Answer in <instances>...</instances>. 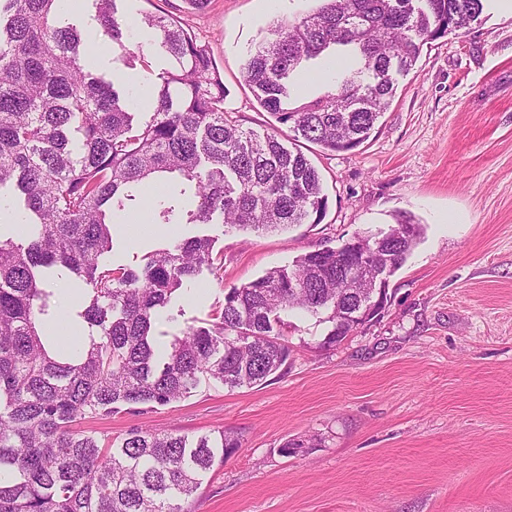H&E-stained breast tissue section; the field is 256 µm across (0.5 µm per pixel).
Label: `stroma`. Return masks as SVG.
Returning <instances> with one entry per match:
<instances>
[{"label": "stroma", "mask_w": 512, "mask_h": 512, "mask_svg": "<svg viewBox=\"0 0 512 512\" xmlns=\"http://www.w3.org/2000/svg\"><path fill=\"white\" fill-rule=\"evenodd\" d=\"M478 21L424 45L416 66L395 73L396 94L369 140L340 153L295 139L242 80L273 17L312 0H212L192 13L184 0H116L138 41L140 20L167 13L206 41L224 77V110L243 126L274 130L319 170L328 199L317 224L255 232L221 224L133 223L113 227V265L139 269L176 240L207 235L224 279L184 284L156 323L162 348L202 325L227 289L309 251L387 231L397 212L423 227L389 278L378 322L330 349L305 312L286 316L291 355L265 381L229 389L201 384L158 410L86 419V430L200 434L221 429L241 446L202 484L191 512H512V14L483 0ZM92 69L132 90L169 68L101 40ZM340 73L323 59L297 74L288 105L332 88ZM288 440L296 453L280 454Z\"/></svg>", "instance_id": "stroma-1"}]
</instances>
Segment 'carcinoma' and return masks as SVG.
<instances>
[{
    "mask_svg": "<svg viewBox=\"0 0 512 512\" xmlns=\"http://www.w3.org/2000/svg\"><path fill=\"white\" fill-rule=\"evenodd\" d=\"M114 44L130 39L115 0H95ZM282 19L244 71L254 97L295 137L336 153L367 141L396 88L392 71L416 65L424 44L467 28L483 0H315ZM76 0H0V203L20 193L25 239L0 238V512H190L187 504L240 447L222 430L185 435L131 429L112 438L81 420L185 400L202 381L252 385L288 363L280 314H326L320 341L336 346L359 324L378 274L392 275L422 232L414 216L375 237L307 252L288 268L230 289L204 326L156 351L154 326L184 284L206 270L224 281L212 239L187 237L140 270L114 268L117 216L144 209L152 224H223L256 231L318 224L327 208L305 155L274 133L224 112L223 77L208 43L170 16L143 24L167 53L150 120L139 122L115 87L94 74L86 44L61 23ZM349 46L358 68L339 87L288 108L303 61ZM192 208L181 205L184 186ZM73 277L85 346L48 335L58 320L46 273Z\"/></svg>",
    "mask_w": 512,
    "mask_h": 512,
    "instance_id": "carcinoma-1",
    "label": "carcinoma"
}]
</instances>
